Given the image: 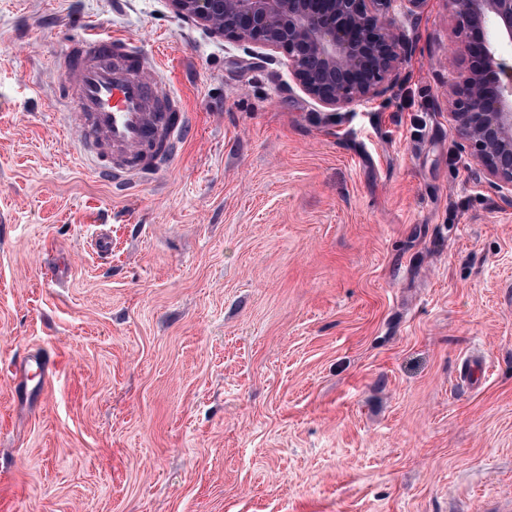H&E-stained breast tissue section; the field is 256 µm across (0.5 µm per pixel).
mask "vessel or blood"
Here are the masks:
<instances>
[{
    "mask_svg": "<svg viewBox=\"0 0 512 512\" xmlns=\"http://www.w3.org/2000/svg\"><path fill=\"white\" fill-rule=\"evenodd\" d=\"M54 65L63 82L57 102L75 106L66 126L76 129L88 170L128 190L169 169L193 123L155 53L89 29Z\"/></svg>",
    "mask_w": 512,
    "mask_h": 512,
    "instance_id": "b4317fda",
    "label": "vessel or blood"
}]
</instances>
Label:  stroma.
<instances>
[{
    "label": "stroma",
    "mask_w": 512,
    "mask_h": 512,
    "mask_svg": "<svg viewBox=\"0 0 512 512\" xmlns=\"http://www.w3.org/2000/svg\"><path fill=\"white\" fill-rule=\"evenodd\" d=\"M404 26L334 111L168 0H0V512H512V203L444 110L448 0ZM91 27L193 117L129 196L45 105Z\"/></svg>",
    "instance_id": "1"
}]
</instances>
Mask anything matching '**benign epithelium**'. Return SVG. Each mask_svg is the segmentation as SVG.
<instances>
[{
	"label": "benign epithelium",
	"mask_w": 512,
	"mask_h": 512,
	"mask_svg": "<svg viewBox=\"0 0 512 512\" xmlns=\"http://www.w3.org/2000/svg\"><path fill=\"white\" fill-rule=\"evenodd\" d=\"M174 11L225 40L281 52L299 88L332 110L384 92L411 49L398 16L426 0H170ZM461 60L448 70V121L479 177L512 201V0H451Z\"/></svg>",
	"instance_id": "1"
}]
</instances>
